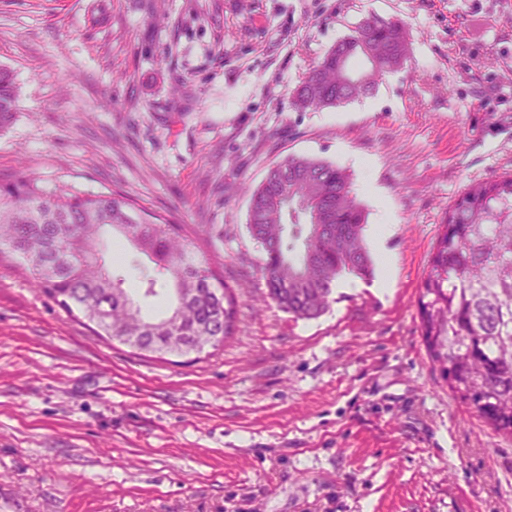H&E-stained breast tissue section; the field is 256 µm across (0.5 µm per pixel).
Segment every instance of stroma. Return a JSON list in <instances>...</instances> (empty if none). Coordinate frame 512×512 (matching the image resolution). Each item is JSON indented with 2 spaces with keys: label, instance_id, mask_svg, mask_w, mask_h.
<instances>
[{
  "label": "stroma",
  "instance_id": "35a3bbf8",
  "mask_svg": "<svg viewBox=\"0 0 512 512\" xmlns=\"http://www.w3.org/2000/svg\"><path fill=\"white\" fill-rule=\"evenodd\" d=\"M371 16L407 25L404 66L294 109ZM0 66V179L130 194L196 236L237 306L218 348L142 353L0 251V512H512V438L456 399L418 314L446 211L512 174V0H0ZM291 155L394 224L365 239L372 277L309 320L268 298L246 228L244 186ZM17 86L13 73L0 67V132L14 121L16 113Z\"/></svg>",
  "mask_w": 512,
  "mask_h": 512
}]
</instances>
